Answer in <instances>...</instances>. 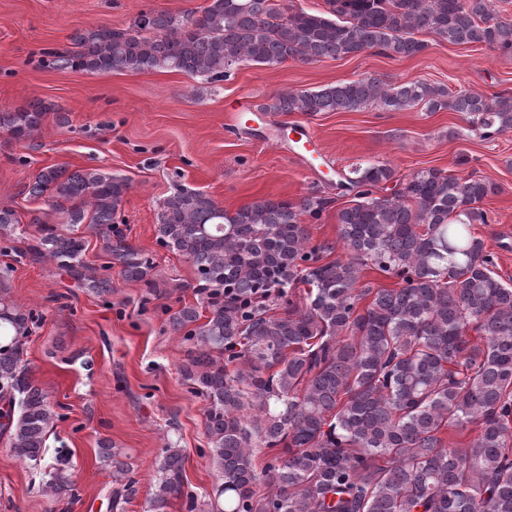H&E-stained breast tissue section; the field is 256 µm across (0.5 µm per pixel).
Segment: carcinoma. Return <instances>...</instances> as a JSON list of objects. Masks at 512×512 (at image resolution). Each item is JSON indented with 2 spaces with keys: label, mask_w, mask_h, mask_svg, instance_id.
Listing matches in <instances>:
<instances>
[{
  "label": "carcinoma",
  "mask_w": 512,
  "mask_h": 512,
  "mask_svg": "<svg viewBox=\"0 0 512 512\" xmlns=\"http://www.w3.org/2000/svg\"><path fill=\"white\" fill-rule=\"evenodd\" d=\"M312 13L277 0H209L201 12H142L132 26L76 29L64 49L40 64L89 74L171 71L224 80L237 64L342 59L379 48L409 58L428 32L454 45L512 52V19L492 0H326ZM390 111L421 107L461 114L491 138L512 131V97L460 91L423 81L386 84L376 77L318 91L283 92L266 112ZM40 102L0 113V129L18 141L37 132ZM346 188L352 205L338 215L336 242L311 244L302 216L321 217L328 201L256 199L230 213L205 193L179 188L159 202V242L191 262L205 295L207 321L185 306L171 331L195 346L182 368L207 402L205 434L221 483L206 512H512V283L496 274L494 254L470 230L488 224L482 202L499 187L482 178L430 168L404 182L385 162L356 167ZM396 183L388 197L380 186ZM128 181L103 170H40L30 193L49 195L67 224H88L106 241L109 262L84 259V241L39 216V235L21 258L49 264L79 287L112 293V264L127 281L148 278L152 260L118 236L116 213ZM342 247L346 258L328 259ZM370 267L398 280L376 288ZM309 286L303 302L297 283ZM38 317L0 297V434L13 457L43 472L42 493L75 494L66 459L48 456L62 419L46 391L22 367L25 339ZM232 370H227L228 364ZM477 428L463 448L446 444L450 428ZM273 452L259 471L255 448ZM116 493L136 492L112 444ZM185 456L162 449L149 512L173 498L197 512L184 491Z\"/></svg>",
  "instance_id": "obj_1"
}]
</instances>
